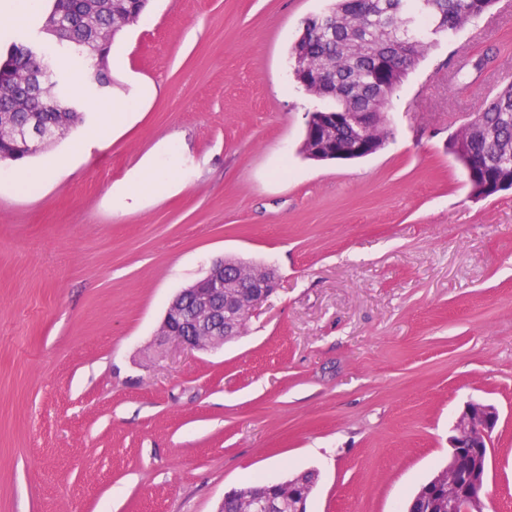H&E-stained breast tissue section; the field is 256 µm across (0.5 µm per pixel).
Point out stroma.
Listing matches in <instances>:
<instances>
[{"label": "stroma", "instance_id": "obj_1", "mask_svg": "<svg viewBox=\"0 0 512 512\" xmlns=\"http://www.w3.org/2000/svg\"><path fill=\"white\" fill-rule=\"evenodd\" d=\"M327 5L149 0L83 123L0 162V512H219L306 469L307 512H403L472 400L500 412L485 512H512V191L474 197L447 149L512 79V0L425 52L381 150L316 162L308 115L335 102L289 50ZM43 9L0 11V55L57 54ZM147 158L177 186L121 210ZM225 257L278 289L221 350L160 346L173 296Z\"/></svg>", "mask_w": 512, "mask_h": 512}]
</instances>
